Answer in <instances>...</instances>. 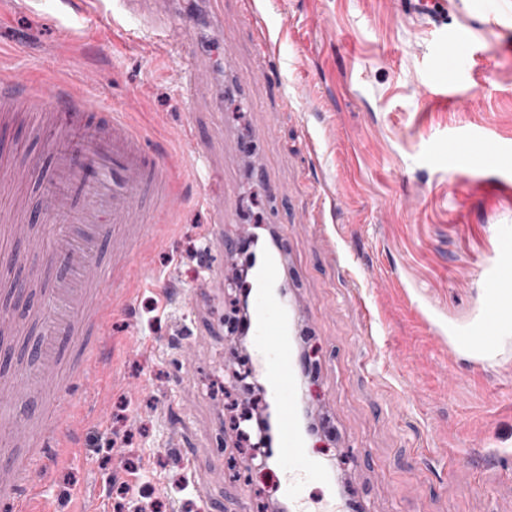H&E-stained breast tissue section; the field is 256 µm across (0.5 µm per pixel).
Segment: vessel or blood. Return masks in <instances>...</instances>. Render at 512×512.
I'll use <instances>...</instances> for the list:
<instances>
[{
    "instance_id": "obj_1",
    "label": "vessel or blood",
    "mask_w": 512,
    "mask_h": 512,
    "mask_svg": "<svg viewBox=\"0 0 512 512\" xmlns=\"http://www.w3.org/2000/svg\"><path fill=\"white\" fill-rule=\"evenodd\" d=\"M242 2L241 20L259 48L248 79L276 88L279 107L289 108L268 22L254 0ZM152 3L169 16L154 26L152 38L176 44L187 99L195 101L196 71L203 57L197 37L172 19L174 0ZM473 43L463 30H455L444 54L453 64L473 57ZM21 112L30 135L50 144L47 161L13 158L11 134ZM182 154L191 157L197 184L209 183L208 153L192 129L183 133ZM0 157L14 160L8 180L26 189L9 196L0 222L7 223L9 236L30 246L35 273L18 279L12 294L23 298L27 324L37 331L26 377L0 375V404L30 397L37 389L43 398L36 418L0 423V512H39L37 503L48 484L43 460L48 448L62 443L75 425L70 397L93 373L116 303L113 290L130 282L131 261L146 239L141 226L165 222L178 206L172 178L179 155L151 145L128 113L103 109L89 92L72 93L48 79L31 83L14 74L0 79ZM281 262L277 253L258 260L248 288L249 358L265 379L273 409L278 491L288 512H348L336 496L335 476L309 450L294 349L299 313L277 291ZM479 277L484 298L476 316L435 333L449 356L488 363L512 342L511 226L500 230L496 258L481 268ZM315 482L325 493L314 506L307 488Z\"/></svg>"
}]
</instances>
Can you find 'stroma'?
<instances>
[{
	"label": "stroma",
	"instance_id": "35a3bbf8",
	"mask_svg": "<svg viewBox=\"0 0 512 512\" xmlns=\"http://www.w3.org/2000/svg\"><path fill=\"white\" fill-rule=\"evenodd\" d=\"M256 4L291 61L298 111H253L252 101L269 98L255 83L245 97L225 96V55L241 77L256 60L235 24L241 0H224L221 24L206 0L176 4L210 49L194 112L177 95L176 57L111 0H0V73L51 65L71 85L93 73L100 102L129 112L172 153L186 125L199 127L237 186L225 200L229 223L217 224L195 199L190 164L180 167L183 203L145 254L161 284L137 285L114 307L93 383L74 395L78 422L47 456L48 498L64 512L99 500L116 512L112 482L132 478L167 512H212L214 500L223 512H259L275 501L261 492L263 473L239 468L225 408L241 394L227 367L235 349L224 314L237 290L225 243L254 226L263 237L288 230L282 272L316 369L304 399L331 431L311 437L310 449L337 474L338 491L364 512H512V353L486 365L452 359L429 329L464 324L480 308L478 272L499 227L512 223V176L493 167L496 143H512V0H451L440 28L398 0ZM457 26L478 31L462 79L437 66ZM471 129L483 130L484 147L461 141ZM261 161L279 203L252 178ZM206 230L208 252L190 255ZM334 242L347 270L333 261ZM353 281L381 320L375 339L362 333ZM490 452L499 466L472 464ZM190 473L206 496L183 488Z\"/></svg>",
	"mask_w": 512,
	"mask_h": 512
}]
</instances>
